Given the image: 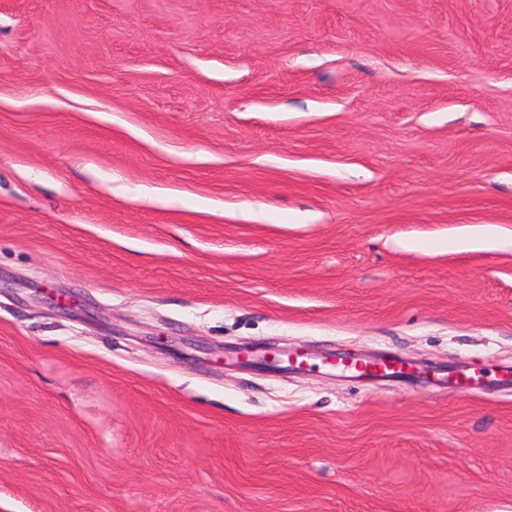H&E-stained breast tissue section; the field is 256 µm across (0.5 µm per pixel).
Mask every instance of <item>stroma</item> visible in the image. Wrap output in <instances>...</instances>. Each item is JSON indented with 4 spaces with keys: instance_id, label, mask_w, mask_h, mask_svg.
<instances>
[{
    "instance_id": "1",
    "label": "stroma",
    "mask_w": 512,
    "mask_h": 512,
    "mask_svg": "<svg viewBox=\"0 0 512 512\" xmlns=\"http://www.w3.org/2000/svg\"><path fill=\"white\" fill-rule=\"evenodd\" d=\"M0 512H512V0H0ZM490 241V234L483 226L468 227L455 240L460 250L477 249Z\"/></svg>"
}]
</instances>
